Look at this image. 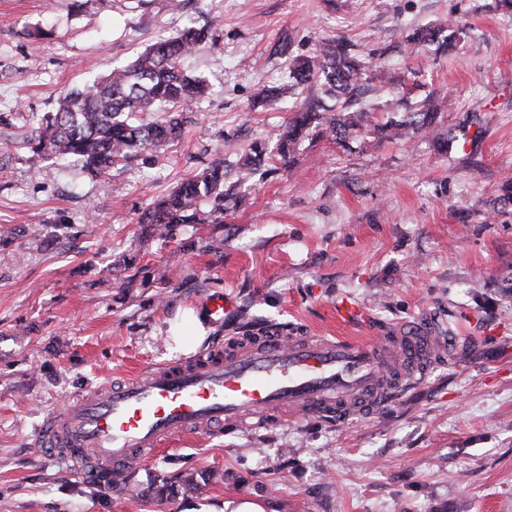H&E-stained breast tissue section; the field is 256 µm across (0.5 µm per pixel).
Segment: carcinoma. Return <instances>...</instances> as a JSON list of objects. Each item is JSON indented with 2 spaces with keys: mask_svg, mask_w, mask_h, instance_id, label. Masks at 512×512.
I'll use <instances>...</instances> for the list:
<instances>
[{
  "mask_svg": "<svg viewBox=\"0 0 512 512\" xmlns=\"http://www.w3.org/2000/svg\"><path fill=\"white\" fill-rule=\"evenodd\" d=\"M445 31L441 25L426 27L415 32L411 41L433 45L446 54L463 30L450 29L446 36ZM210 35L208 28L186 25L176 36L146 46L128 63L63 96L56 111L35 121L20 148L41 159L61 160L76 173L93 178L139 159L157 161L158 148L180 138L189 106L207 95V81L187 75L181 63ZM288 60V82L258 90L255 102L277 103L296 88L313 84L336 100L335 113L325 122L315 109L298 107L279 134L276 150L265 142L252 143L237 166L239 183L261 171L275 154L285 163L293 162L297 148L316 129L345 142L365 126L366 113L356 108V96L378 73L360 61L350 43L327 40L314 54H290ZM440 112L438 102L429 101L399 120L391 118L377 125L376 132L385 138L427 134ZM139 223L150 225L161 237L172 234L179 224L224 223V158L215 157L201 172L156 201Z\"/></svg>",
  "mask_w": 512,
  "mask_h": 512,
  "instance_id": "carcinoma-1",
  "label": "carcinoma"
}]
</instances>
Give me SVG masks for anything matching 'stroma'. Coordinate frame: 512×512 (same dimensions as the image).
I'll return each mask as SVG.
<instances>
[{
  "instance_id": "35a3bbf8",
  "label": "stroma",
  "mask_w": 512,
  "mask_h": 512,
  "mask_svg": "<svg viewBox=\"0 0 512 512\" xmlns=\"http://www.w3.org/2000/svg\"><path fill=\"white\" fill-rule=\"evenodd\" d=\"M463 30L445 55L415 30ZM211 38L186 59L206 79L164 166L90 179L13 143L32 114L187 23ZM342 38L376 63L361 100L378 120L451 96L433 135L306 139L252 182L234 168L289 114L254 106L288 80L291 53ZM0 512H512V11L498 0H0ZM453 137L448 151L437 138ZM229 168L220 224L147 233L157 196L215 155ZM230 296L222 318L209 304ZM362 323L336 318L338 298ZM194 313L204 336H169ZM457 337L399 399L344 423L303 417L176 440L112 488L40 448L43 417L72 397L263 328L377 336L416 326ZM205 487L192 490V483Z\"/></svg>"
}]
</instances>
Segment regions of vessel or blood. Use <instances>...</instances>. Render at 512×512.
I'll use <instances>...</instances> for the list:
<instances>
[{
    "label": "vessel or blood",
    "mask_w": 512,
    "mask_h": 512,
    "mask_svg": "<svg viewBox=\"0 0 512 512\" xmlns=\"http://www.w3.org/2000/svg\"><path fill=\"white\" fill-rule=\"evenodd\" d=\"M443 344L460 351L456 340L414 330L359 340L270 329L244 346L228 341L80 394L43 419L38 443L101 479L174 437L303 415L342 422L357 403L383 404L415 385L414 375L397 374L399 360L422 361Z\"/></svg>",
    "instance_id": "vessel-or-blood-1"
}]
</instances>
